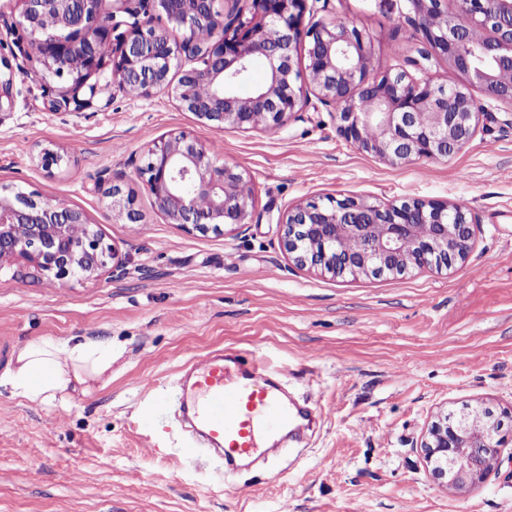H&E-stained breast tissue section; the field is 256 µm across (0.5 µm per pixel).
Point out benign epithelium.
Wrapping results in <instances>:
<instances>
[{
	"mask_svg": "<svg viewBox=\"0 0 512 512\" xmlns=\"http://www.w3.org/2000/svg\"><path fill=\"white\" fill-rule=\"evenodd\" d=\"M20 19L6 23L14 43H27L44 72L68 83L52 109L74 103L90 108L99 94L91 77L110 70L112 86L126 92L135 82L140 97L165 93L199 122L216 130L279 131L316 98L330 109L337 131L362 151L391 165L441 160L473 138L485 112L474 90L512 103V0H376L398 13L415 34L418 57L406 70L371 73L373 42L363 31L330 19L304 24L309 0H20ZM493 36L481 41L474 30ZM263 58L266 82L238 92L252 60ZM80 65L70 66L72 59ZM445 60L466 80L444 85L429 76ZM178 77L172 78L174 67ZM16 73L0 57V111L13 105ZM205 83L210 94L200 97ZM382 134L367 137L372 127ZM137 173L169 224L201 234H222L248 224L253 214L250 181L237 167L215 165L210 149L188 130L151 141ZM109 207L126 224L142 214L132 194L114 186ZM288 253L301 266L336 277L402 275L411 269L450 268L468 255L471 222L458 205L444 201H390L329 197L309 201L279 219ZM348 236L359 247H338ZM125 274L107 243L78 207L36 193L0 192V272L25 275L49 286L70 280ZM511 412L480 406L441 412L420 452L442 488L460 495L498 474L503 449L496 440ZM465 447L459 455L456 449Z\"/></svg>",
	"mask_w": 512,
	"mask_h": 512,
	"instance_id": "obj_1",
	"label": "benign epithelium"
}]
</instances>
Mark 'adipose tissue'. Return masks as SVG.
Masks as SVG:
<instances>
[{
    "label": "adipose tissue",
    "instance_id": "obj_1",
    "mask_svg": "<svg viewBox=\"0 0 512 512\" xmlns=\"http://www.w3.org/2000/svg\"><path fill=\"white\" fill-rule=\"evenodd\" d=\"M112 375V343L85 338L39 339L27 343L0 374V386L38 404H63L72 384H90Z\"/></svg>",
    "mask_w": 512,
    "mask_h": 512
}]
</instances>
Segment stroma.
Instances as JSON below:
<instances>
[{
    "mask_svg": "<svg viewBox=\"0 0 512 512\" xmlns=\"http://www.w3.org/2000/svg\"><path fill=\"white\" fill-rule=\"evenodd\" d=\"M323 18L368 34L375 70L412 54L409 27L373 0H311L305 23ZM0 55L16 72L0 186L83 209L126 268L54 287L0 274V372L32 340L112 342L111 380L75 387L67 407L0 387V512H512V464L452 496L419 455L439 411L512 410V104L476 93L494 117L459 153L392 166L345 140L315 100L276 133L212 129L163 93L54 111L61 83L12 38ZM181 129L249 179L250 223L225 234L166 223L134 161ZM45 148L67 164L46 171ZM115 184L134 192L142 223L113 217L104 192ZM329 196L462 205L473 247L441 274H320L293 260L278 218ZM225 348L264 356L323 408L302 453L228 482L185 464L168 402L185 365Z\"/></svg>",
    "mask_w": 512,
    "mask_h": 512,
    "instance_id": "35a3bbf8",
    "label": "stroma"
}]
</instances>
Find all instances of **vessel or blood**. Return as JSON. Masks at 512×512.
I'll list each match as a JSON object with an SVG mask.
<instances>
[{"mask_svg":"<svg viewBox=\"0 0 512 512\" xmlns=\"http://www.w3.org/2000/svg\"><path fill=\"white\" fill-rule=\"evenodd\" d=\"M264 360L240 363L234 352L215 351L186 369L177 381L182 427L191 439L181 454L217 472L256 461L268 440L293 429L299 417L320 416L315 402L288 405Z\"/></svg>","mask_w":512,"mask_h":512,"instance_id":"b4317fda","label":"vessel or blood"}]
</instances>
